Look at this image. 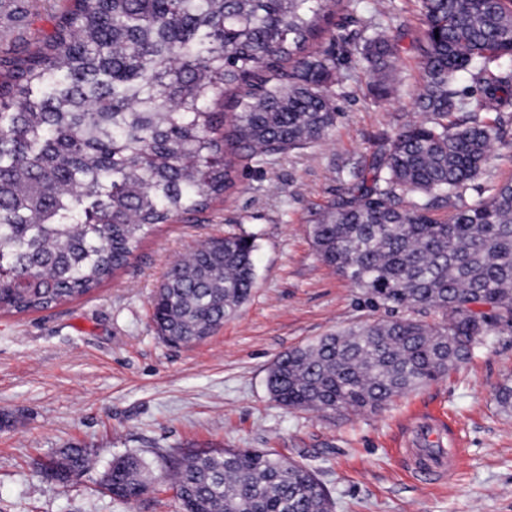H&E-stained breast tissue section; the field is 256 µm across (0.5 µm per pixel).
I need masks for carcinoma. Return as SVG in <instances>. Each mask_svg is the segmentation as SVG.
<instances>
[{"label":"carcinoma","mask_w":512,"mask_h":512,"mask_svg":"<svg viewBox=\"0 0 512 512\" xmlns=\"http://www.w3.org/2000/svg\"><path fill=\"white\" fill-rule=\"evenodd\" d=\"M341 0H61L53 34L25 56L0 45V311L25 313L90 294L128 265L157 224L202 211L241 162L307 147L336 124L333 55L309 51ZM422 81L406 125L352 174L312 228L321 260L365 305L406 317L365 322L293 348L267 386L289 410L376 411L470 359L512 327V182L456 205L489 162L512 112V0H419ZM7 23L25 8L0 0ZM391 93L394 40L373 32L348 52ZM480 87L470 104L453 84ZM230 111H224V103ZM469 109L459 122L454 113ZM451 203L445 220L437 201ZM255 244L213 238L173 263L152 299L172 344L197 343L248 301ZM431 308L442 323L415 317ZM86 448L50 459L48 477L89 469ZM130 504L155 475L136 453L105 472ZM180 512H335L314 469L269 450L179 459Z\"/></svg>","instance_id":"cac0c4a2"}]
</instances>
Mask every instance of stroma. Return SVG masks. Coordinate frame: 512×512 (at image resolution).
Masks as SVG:
<instances>
[{
	"instance_id": "obj_1",
	"label": "stroma",
	"mask_w": 512,
	"mask_h": 512,
	"mask_svg": "<svg viewBox=\"0 0 512 512\" xmlns=\"http://www.w3.org/2000/svg\"><path fill=\"white\" fill-rule=\"evenodd\" d=\"M386 28L399 48L397 79L378 99L356 62L333 87L337 119L328 137L287 157L238 172L223 200L157 225L129 264L90 295L61 306L0 314V512H178L171 481L133 508L101 478L135 451L164 469L181 454L212 448L278 452L316 470L336 512H512V412L496 393L512 385V331L491 336L471 360L370 413L289 411L267 388L282 353L361 321L390 318L323 263L312 227L353 172L418 118L415 42L424 29L415 0H342L318 53ZM492 158L462 190L473 203L512 179V113L499 118ZM253 236L257 283L237 314L206 339L159 338L151 297L171 263L210 238ZM436 408L463 446L455 473L420 484L396 451L413 411ZM89 449L91 469L58 481L43 465L66 448Z\"/></svg>"
}]
</instances>
